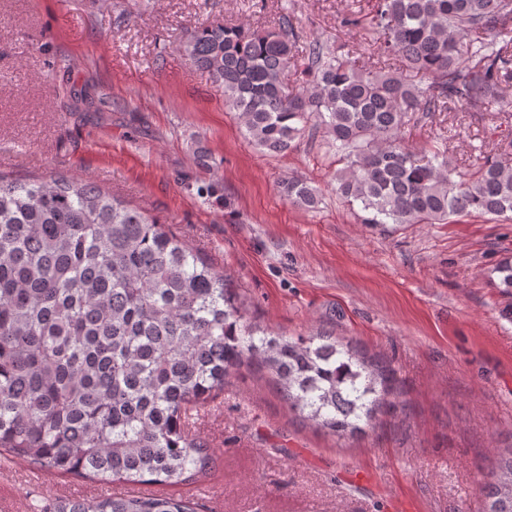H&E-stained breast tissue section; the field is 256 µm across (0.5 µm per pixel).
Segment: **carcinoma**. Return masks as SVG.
Returning <instances> with one entry per match:
<instances>
[{
	"label": "carcinoma",
	"instance_id": "carcinoma-1",
	"mask_svg": "<svg viewBox=\"0 0 512 512\" xmlns=\"http://www.w3.org/2000/svg\"><path fill=\"white\" fill-rule=\"evenodd\" d=\"M341 23L380 40L373 68L319 39L298 44L295 16L257 31L213 22L184 52L224 86L249 143L283 154L310 128L344 166L336 194L362 224L512 220V141L455 181L448 148L413 152L407 126L457 106L508 112L512 0H372ZM302 82H284L296 52ZM316 209L306 180L279 182ZM512 290V260L495 268ZM267 373L288 409L357 439L405 407L397 372L325 332L274 335L198 252L113 193L67 177L0 176V458L109 484L175 486L207 478L213 452L196 420L242 368ZM481 512H512V447L496 448ZM48 512H195L154 492L57 498Z\"/></svg>",
	"mask_w": 512,
	"mask_h": 512
}]
</instances>
